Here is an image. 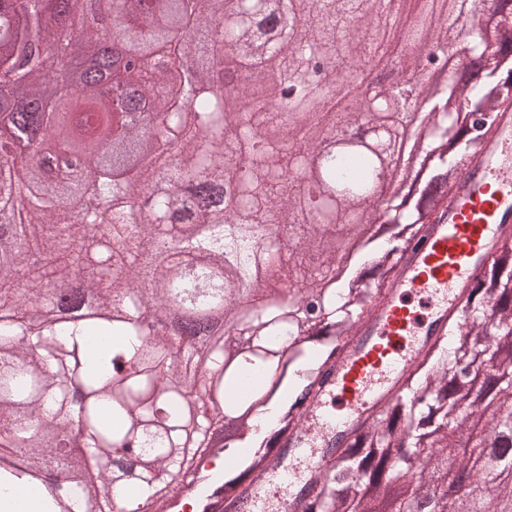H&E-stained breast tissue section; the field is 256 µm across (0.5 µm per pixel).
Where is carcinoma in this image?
I'll list each match as a JSON object with an SVG mask.
<instances>
[{"mask_svg": "<svg viewBox=\"0 0 512 512\" xmlns=\"http://www.w3.org/2000/svg\"><path fill=\"white\" fill-rule=\"evenodd\" d=\"M282 24L266 40L257 27L267 2ZM127 52L142 61L117 73L142 123L110 109L93 83L69 88L68 71L53 55L95 58L109 70L87 0H0V114L18 112L7 138L0 136V496L42 485L41 512H111L117 485L132 501L152 499L156 512H178L189 485L202 512L221 503H244L246 493L288 449L282 442L298 428L305 402L336 366L341 338L372 299V289L398 276L408 242L384 246L370 235L357 252L368 259L336 281L335 259L305 265L275 242L263 246L258 226L300 229L317 237L341 224L356 234L390 215L416 235L429 209L446 198L472 144L493 110L512 94V15L497 7V40L473 33L467 49L481 62L479 80L440 91L421 87L428 116L427 148L405 158L398 181L435 162L419 200L405 212L372 198L379 173L374 151L350 148L316 163L314 147L337 125L366 123L392 112L393 94L370 84L351 110L328 108L339 78L375 56L380 29L406 41L449 42L452 16L434 12L428 22L391 13L387 0H97ZM223 30L229 65L251 72L259 87L243 89L232 105L215 86V55L207 37ZM335 61L310 75L312 60ZM467 101L462 113L448 100ZM94 114L84 124L78 116ZM251 166L236 171L238 158ZM165 176L170 192L140 196ZM314 176L325 189L310 222L298 220L295 184ZM492 264L464 295L463 318L448 320L449 342L439 339L417 357L400 381L406 397H388L379 418L364 420L347 444L327 449L323 474L303 491L293 512H366L343 492L383 477L406 478L440 469L454 459L456 437L482 414L461 378L459 357L479 349L496 368L503 401L490 414L486 433L512 422V226ZM121 258L114 259L118 242ZM203 264L182 266L189 257ZM84 279L79 280V273ZM90 302L66 316L57 286ZM178 312L223 326L205 345L178 330L152 341L141 325L153 314ZM248 340L228 348L225 332ZM257 380L235 399L228 388ZM74 420L81 451L103 468V479H67L73 461L54 445L55 422ZM222 420L237 424L230 446L210 447L209 432ZM483 436L474 438L460 467L478 468L470 494L485 502L512 501V482L485 465ZM237 459L225 475L191 469L200 448ZM164 475L171 490L157 481Z\"/></svg>", "mask_w": 512, "mask_h": 512, "instance_id": "obj_1", "label": "carcinoma"}]
</instances>
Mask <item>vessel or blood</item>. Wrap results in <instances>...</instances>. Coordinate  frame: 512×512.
<instances>
[{"label":"vessel or blood","mask_w":512,"mask_h":512,"mask_svg":"<svg viewBox=\"0 0 512 512\" xmlns=\"http://www.w3.org/2000/svg\"><path fill=\"white\" fill-rule=\"evenodd\" d=\"M512 223V109L495 113L479 136L448 199L429 216L424 238L410 246L393 285L375 289L370 308L344 338L342 355L289 438L288 462L249 494L244 512H290L295 491L325 467L323 452L359 420L377 416L381 399L449 314H461L463 291L495 258L501 227Z\"/></svg>","instance_id":"1"}]
</instances>
